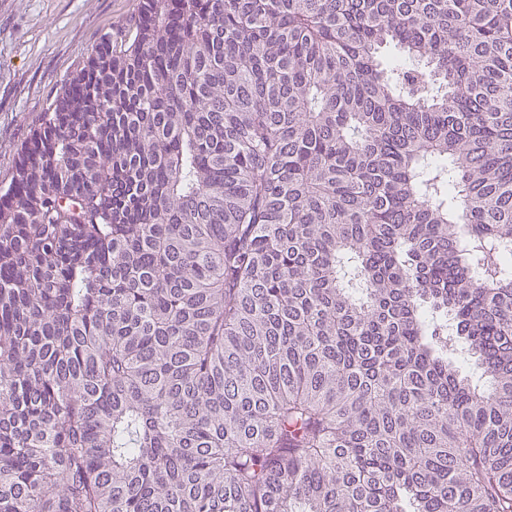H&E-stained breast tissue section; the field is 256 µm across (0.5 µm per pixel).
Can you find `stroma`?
Here are the masks:
<instances>
[{
	"label": "stroma",
	"instance_id": "stroma-1",
	"mask_svg": "<svg viewBox=\"0 0 512 512\" xmlns=\"http://www.w3.org/2000/svg\"><path fill=\"white\" fill-rule=\"evenodd\" d=\"M139 0H0V188L65 80Z\"/></svg>",
	"mask_w": 512,
	"mask_h": 512
}]
</instances>
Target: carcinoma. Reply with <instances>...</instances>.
Instances as JSON below:
<instances>
[{
	"label": "carcinoma",
	"instance_id": "cac0c4a2",
	"mask_svg": "<svg viewBox=\"0 0 512 512\" xmlns=\"http://www.w3.org/2000/svg\"><path fill=\"white\" fill-rule=\"evenodd\" d=\"M0 512H512V0L104 35L0 192Z\"/></svg>",
	"mask_w": 512,
	"mask_h": 512
}]
</instances>
